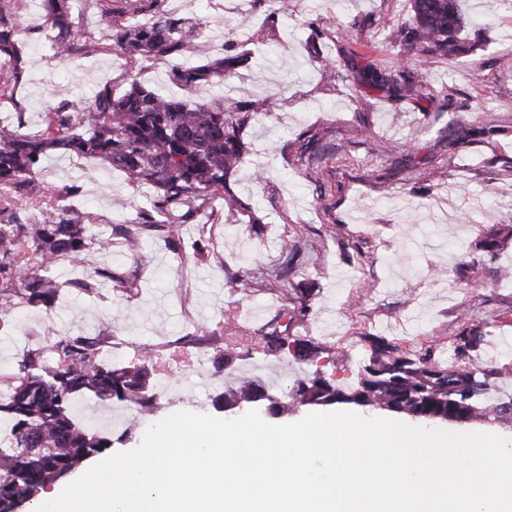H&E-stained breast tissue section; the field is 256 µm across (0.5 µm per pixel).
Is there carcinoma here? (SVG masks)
<instances>
[{"label":"carcinoma","mask_w":512,"mask_h":512,"mask_svg":"<svg viewBox=\"0 0 512 512\" xmlns=\"http://www.w3.org/2000/svg\"><path fill=\"white\" fill-rule=\"evenodd\" d=\"M2 4L4 0L0 56L11 66L0 71V86L11 88L22 79L23 49L13 26L3 22ZM138 5L154 18L151 26H141L125 10L105 15L113 48L127 57L168 62L169 81L192 96H164L133 77L121 93L105 82L81 107L68 104L50 113L39 134H28L11 121L1 124L0 190L15 194L22 186L38 185L50 149L104 159L130 183L156 190L150 208L140 211L139 223L125 226L128 240L136 242L142 226L151 225L158 239L173 244L176 219L196 211V202L220 200L230 209L238 205L228 185L245 151L239 130L251 112L238 102L212 97L210 90L247 62L250 53L237 51L234 41L226 42L223 53L185 66L179 59L192 52L200 37L198 24L164 12L158 0H138ZM411 11L409 22L396 28L395 37L410 47L415 65L432 54L452 57L463 51L458 41L463 26L459 0H411ZM43 18L56 31L62 55L76 54L79 23L72 0H44ZM362 81L417 99L436 93L423 73L410 70L382 74L368 64ZM41 203L37 223L0 224V300L5 305H11L17 294L7 287L16 279L30 302L52 307L57 288L46 277L31 276L28 255L44 261L65 250L78 257L86 247L87 224L69 197L54 193ZM461 270L464 285H477L484 280L486 261L472 257ZM292 301L295 306L283 316L302 319L311 312L308 297ZM224 333V350L213 362L215 375L224 377V389L213 399L219 411L262 407L271 415L280 413L278 401L261 379L231 369L241 355L258 353L314 366L294 380L288 392L294 406L354 404L434 423L512 421V400L490 399V393L497 392L499 370L480 358L485 332L476 323L455 338L449 360L432 346L413 349L386 336L361 337L364 352L354 386L317 365L322 348L309 339L265 331L245 337L234 314L225 318ZM99 343L98 336L65 335L51 346V360L40 347H27L18 357L17 374L0 393V417L8 424L7 434L0 438V512H25L90 459L112 450V436L90 429L78 418V404L85 396L133 403L143 416L156 413L157 399L150 391L155 374L152 353H139L134 361L116 366L102 361Z\"/></svg>","instance_id":"1"}]
</instances>
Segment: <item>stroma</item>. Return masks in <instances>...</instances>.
<instances>
[{
	"label": "stroma",
	"mask_w": 512,
	"mask_h": 512,
	"mask_svg": "<svg viewBox=\"0 0 512 512\" xmlns=\"http://www.w3.org/2000/svg\"><path fill=\"white\" fill-rule=\"evenodd\" d=\"M166 0V7L201 23L207 58L227 37L251 38L265 52L212 88L253 105L240 135L247 152L230 179L241 215L203 206L180 219V249L149 233L124 240L122 225L138 221L151 189L129 184L105 162L74 167L49 151L42 187L78 185L83 209L105 221L91 225L80 260L47 270L61 296L47 309L20 298L0 332V389L27 346L50 347L56 337L98 334L122 344L121 360L146 346L161 350L155 390L160 417L188 410L214 414L222 384L212 375L215 336L233 308L258 334L284 302L263 273L283 260L282 241L299 255L289 279L312 289V310L292 335L330 349L337 376L357 381L364 334L406 346L436 342L447 349L465 323L484 324L485 361L501 368L498 396L512 399V280L488 276L476 288L459 282L458 254H480L490 222L512 226V5L507 0H460L465 53L434 55L424 68L438 93L415 99L391 90L355 92L356 68H404L407 46L390 39L407 22L409 0ZM11 22L27 46L23 90L14 111L28 133L69 99L83 104L103 82L124 88L141 73L163 94L179 95L164 64L120 57L111 39L92 41L86 54L62 58L43 27L41 0H13ZM112 241L111 250L100 247ZM202 243L197 256L193 243ZM111 269L125 283L98 277ZM254 272L248 288L235 284ZM237 373L258 377L286 399L302 363L257 355L236 360ZM134 405L82 401L79 416L120 435L117 452L136 449L146 424L130 427Z\"/></svg>",
	"instance_id": "stroma-1"
}]
</instances>
